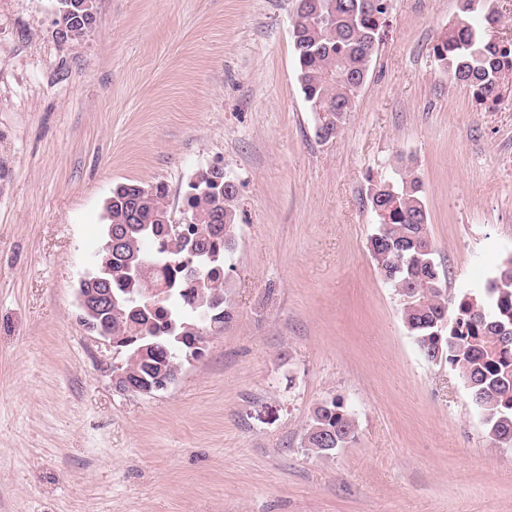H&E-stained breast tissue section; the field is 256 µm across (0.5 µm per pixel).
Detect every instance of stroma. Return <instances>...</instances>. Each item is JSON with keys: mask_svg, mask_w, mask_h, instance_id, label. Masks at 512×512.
Masks as SVG:
<instances>
[{"mask_svg": "<svg viewBox=\"0 0 512 512\" xmlns=\"http://www.w3.org/2000/svg\"><path fill=\"white\" fill-rule=\"evenodd\" d=\"M296 0H99L82 41L52 0H0V512H512L448 363L428 362L367 243L371 182L412 165L450 292L512 257V101L479 105L432 48L459 0H390L369 78L322 141L297 80ZM237 188L233 317L176 384L119 391L81 320L104 202L198 171ZM342 400L355 438L304 448Z\"/></svg>", "mask_w": 512, "mask_h": 512, "instance_id": "1", "label": "stroma"}]
</instances>
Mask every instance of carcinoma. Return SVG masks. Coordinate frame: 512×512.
Wrapping results in <instances>:
<instances>
[{
	"label": "carcinoma",
	"mask_w": 512,
	"mask_h": 512,
	"mask_svg": "<svg viewBox=\"0 0 512 512\" xmlns=\"http://www.w3.org/2000/svg\"><path fill=\"white\" fill-rule=\"evenodd\" d=\"M303 7L292 17L293 48L298 81L315 115L317 138H336L369 76L371 60L386 25L389 0H297ZM482 0H462L454 19L433 47L448 78L469 88L476 101L489 107L512 100V41H500L489 30L494 14L483 22L475 12ZM129 181L112 190L105 206L106 228L125 239L124 250L112 254L107 271L97 277L110 283L118 307L105 315L114 336H136L157 344V356L182 365L188 345L176 340L183 326L199 329L197 342L221 330L233 317L227 294L225 262L238 235L237 189L229 177L208 175L189 185L186 213L191 223L165 229L160 218L170 213L167 189L148 185L151 192L135 197ZM367 201L377 222L369 252L388 284L405 303L402 319L427 361L446 362L464 374L471 400L483 415L496 446L512 447V258L478 292L448 298L434 261L422 183L416 171L401 167L395 176L368 188ZM146 251L154 264L130 282L127 260ZM196 267L210 290L224 294L214 321H200L194 299L181 293L186 265ZM151 289L160 308L139 315L131 310L144 303ZM356 421L336 399L317 406L304 435V447L328 457L355 437Z\"/></svg>",
	"instance_id": "1"
}]
</instances>
